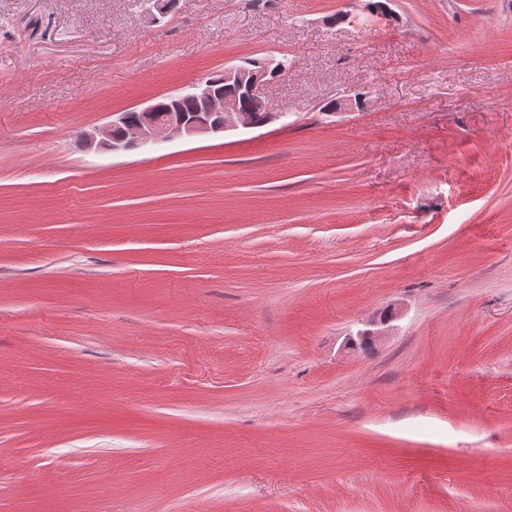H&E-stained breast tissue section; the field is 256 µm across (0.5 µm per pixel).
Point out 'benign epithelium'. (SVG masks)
Returning <instances> with one entry per match:
<instances>
[{
  "instance_id": "7a95c632",
  "label": "benign epithelium",
  "mask_w": 512,
  "mask_h": 512,
  "mask_svg": "<svg viewBox=\"0 0 512 512\" xmlns=\"http://www.w3.org/2000/svg\"><path fill=\"white\" fill-rule=\"evenodd\" d=\"M224 77L244 87L254 97H264L263 87L266 84L265 76L249 70L245 64H234L224 67ZM217 111L224 113V121L211 122L202 117H189L173 104L166 109L165 120L161 123L149 122L145 125L131 129V138L127 141L116 140L112 137V130L126 121V113H112V120L80 133L84 147L88 151H106L120 153L138 148L149 143L169 141L173 138L196 139L224 134L232 131H247L260 128L252 123L248 117L241 113L236 101L219 98Z\"/></svg>"
}]
</instances>
